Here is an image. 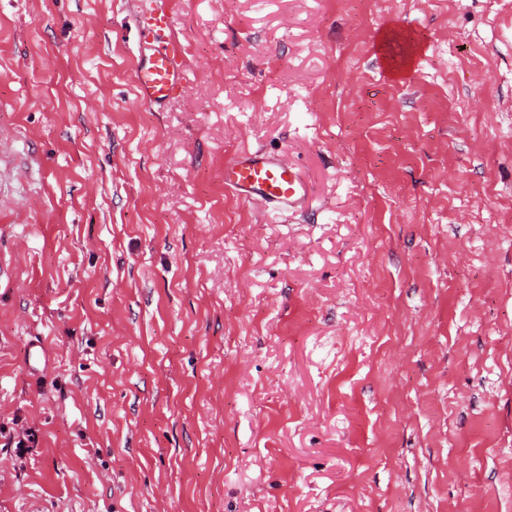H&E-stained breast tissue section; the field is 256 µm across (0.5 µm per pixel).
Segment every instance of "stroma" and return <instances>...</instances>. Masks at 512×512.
Listing matches in <instances>:
<instances>
[{
  "mask_svg": "<svg viewBox=\"0 0 512 512\" xmlns=\"http://www.w3.org/2000/svg\"><path fill=\"white\" fill-rule=\"evenodd\" d=\"M154 2L0 0V512H512V0ZM138 54L135 59V91L138 100L151 108H163L177 96L185 80L184 46L170 33L164 3L140 17ZM224 187L240 199L258 200L272 209L297 210L307 196L301 176L259 148L238 152L224 166Z\"/></svg>",
  "mask_w": 512,
  "mask_h": 512,
  "instance_id": "1",
  "label": "stroma"
}]
</instances>
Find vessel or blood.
<instances>
[{
  "instance_id": "obj_1",
  "label": "vessel or blood",
  "mask_w": 512,
  "mask_h": 512,
  "mask_svg": "<svg viewBox=\"0 0 512 512\" xmlns=\"http://www.w3.org/2000/svg\"><path fill=\"white\" fill-rule=\"evenodd\" d=\"M137 50L136 96L148 107H164L180 93L185 80L184 47L170 33L165 6L140 19ZM224 186L240 199L257 200L273 209H298L307 196L301 176L280 158L260 149L240 151L225 165Z\"/></svg>"
}]
</instances>
